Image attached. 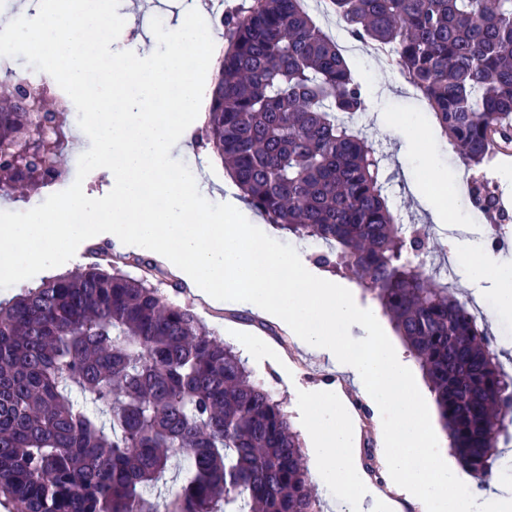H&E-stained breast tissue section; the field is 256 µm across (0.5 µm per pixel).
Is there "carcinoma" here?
<instances>
[{"label":"carcinoma","mask_w":512,"mask_h":512,"mask_svg":"<svg viewBox=\"0 0 512 512\" xmlns=\"http://www.w3.org/2000/svg\"><path fill=\"white\" fill-rule=\"evenodd\" d=\"M388 47L457 156L512 143V0H331ZM304 0H240L201 142L270 224L319 245L373 296L430 384L458 461L491 481L512 377L421 231L389 206L384 155L355 128L362 85ZM66 105L26 72L0 80V196L66 174ZM473 203L497 210L483 186ZM180 483H163L176 458ZM13 512H321L302 442L270 387L192 309L91 264L0 305V498Z\"/></svg>","instance_id":"carcinoma-1"}]
</instances>
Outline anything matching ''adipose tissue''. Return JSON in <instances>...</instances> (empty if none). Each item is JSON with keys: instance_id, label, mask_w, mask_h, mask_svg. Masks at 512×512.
Masks as SVG:
<instances>
[{"instance_id": "ef3b65f1", "label": "adipose tissue", "mask_w": 512, "mask_h": 512, "mask_svg": "<svg viewBox=\"0 0 512 512\" xmlns=\"http://www.w3.org/2000/svg\"><path fill=\"white\" fill-rule=\"evenodd\" d=\"M114 16L112 0H18L14 12L0 15L9 43L44 56L45 77L62 79L70 95L84 100V123L93 132L87 155L112 179L107 198L74 192L60 212L34 211L23 223L1 224L0 278L52 273L68 266L79 246L103 239L118 252H150L204 302L243 300L286 327L305 352L340 361L351 373L381 419L379 455L397 497L359 496L351 404L339 392L313 389L303 398L308 455L340 492L344 512H397L402 498L422 512H512V486L494 483L476 492L471 475L441 458L433 414L415 393V370L379 335L374 314L355 307L332 279L306 272L296 254L275 250L254 220L243 219L236 193L215 198L199 176L176 173L174 155L186 149L190 124L168 122L158 106L171 99L185 117L203 113V75L183 66L184 55L213 60L220 52L202 22L201 0L147 48L128 40ZM105 54L111 67L88 85V70ZM68 210L84 212L86 223H64ZM455 254L471 283L496 274L498 308L512 313V270L472 246Z\"/></svg>"}]
</instances>
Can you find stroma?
Instances as JSON below:
<instances>
[{
	"label": "stroma",
	"mask_w": 512,
	"mask_h": 512,
	"mask_svg": "<svg viewBox=\"0 0 512 512\" xmlns=\"http://www.w3.org/2000/svg\"><path fill=\"white\" fill-rule=\"evenodd\" d=\"M185 3L186 0H137L131 8V18L125 19L124 24L130 35L152 39L158 31L156 18H163L168 24L175 23ZM347 63L365 94V108L357 117V127L386 156L387 191L403 222L418 225L429 236L431 253L424 258L426 265L433 268L442 265L444 258L450 255L454 241L442 234L440 225L432 222L425 204L410 194L409 183L420 181L422 190L427 192L433 179L446 175L457 176L464 185L489 180L496 190L501 191L502 199L507 203V221L497 222L495 214L485 213L467 200L462 202L460 212L466 223L479 225L484 232L491 224H500L504 243L497 257L512 261V164L498 165L489 161L478 167L464 166L420 94L408 92L397 68L379 65L370 49L348 56ZM401 113L414 114L417 122L430 131L420 146L418 157L411 158L400 152L405 133L395 124L394 118ZM74 191L98 198L112 192L109 172L90 166L77 147L68 152L66 176L41 188L31 200L0 197V224L18 223L33 210H54L65 195ZM151 259L150 253L131 252L123 256L120 267L134 278L149 276L151 283L169 301L193 305L194 299L188 289L171 278L164 268L148 269ZM457 292L480 307L484 327L498 337V347L504 356L512 357V315L499 312L494 281H482L476 288L461 285ZM196 314L218 339L239 352L256 379L271 387L275 399L282 404L297 431L305 429L301 401L305 391L330 385L341 386L347 391L352 388L349 376L337 365L305 354L276 323L261 320L240 302H233L218 311L200 308Z\"/></svg>",
	"instance_id": "obj_1"
}]
</instances>
